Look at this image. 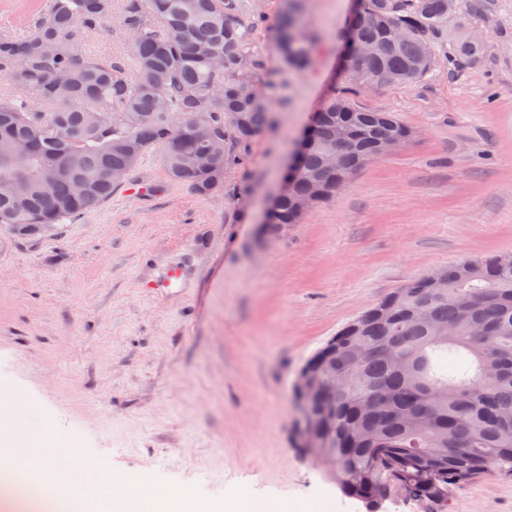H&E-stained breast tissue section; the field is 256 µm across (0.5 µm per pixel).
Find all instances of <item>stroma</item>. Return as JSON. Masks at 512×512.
Returning <instances> with one entry per match:
<instances>
[{"label": "stroma", "instance_id": "35a3bbf8", "mask_svg": "<svg viewBox=\"0 0 512 512\" xmlns=\"http://www.w3.org/2000/svg\"><path fill=\"white\" fill-rule=\"evenodd\" d=\"M261 68L278 66L282 0H256ZM354 0H308L324 48L282 74L273 123L224 172L230 195L171 183L157 153L79 221L6 243L0 227V406L18 437L53 433L101 471L211 504L247 491L266 512H364L300 449L294 382L330 338L389 292L469 258L512 254V0H459L476 61L439 55L413 85L361 90L397 113L402 147L361 169L302 223L266 224L288 156L338 89ZM196 270L188 294L154 273ZM447 512H512V476L448 487ZM145 288L152 292L164 294L176 288H186L185 269L183 266L165 268L157 277L148 280Z\"/></svg>", "mask_w": 512, "mask_h": 512}]
</instances>
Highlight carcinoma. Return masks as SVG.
<instances>
[{
  "label": "carcinoma",
  "mask_w": 512,
  "mask_h": 512,
  "mask_svg": "<svg viewBox=\"0 0 512 512\" xmlns=\"http://www.w3.org/2000/svg\"><path fill=\"white\" fill-rule=\"evenodd\" d=\"M30 35L0 33V225L76 221L123 187L151 151L167 177L200 196L224 189L247 144L270 123L251 49L264 15L248 0H48ZM306 0H285L276 51L288 72L310 68L322 37ZM117 13L128 51L98 58L79 43ZM458 15L448 0H357L345 31L348 85L317 112L282 177L269 223L298 224V204L330 199L380 144L410 130L392 112L357 108L356 87L411 85L437 63ZM484 51L459 37L448 61ZM132 61L137 77L129 74ZM388 295L385 318L364 313L312 357L350 365L346 389L307 399L319 432L306 449L341 493L378 512L395 489L443 506L448 485L492 469L512 474V255L472 258ZM486 333L478 341L475 333Z\"/></svg>",
  "instance_id": "cac0c4a2"
}]
</instances>
